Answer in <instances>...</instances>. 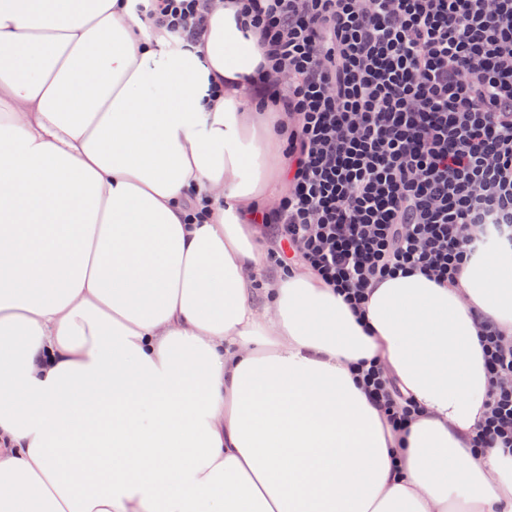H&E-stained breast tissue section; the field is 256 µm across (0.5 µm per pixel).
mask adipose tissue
<instances>
[{
  "label": "adipose tissue",
  "instance_id": "obj_1",
  "mask_svg": "<svg viewBox=\"0 0 512 512\" xmlns=\"http://www.w3.org/2000/svg\"><path fill=\"white\" fill-rule=\"evenodd\" d=\"M248 24L213 0L182 50L131 0H0V512H512V453L472 441L512 250L356 307L266 280L286 159ZM363 379L369 393L393 426L403 425L416 413V406L401 396L393 382L381 377L374 364H369Z\"/></svg>",
  "mask_w": 512,
  "mask_h": 512
}]
</instances>
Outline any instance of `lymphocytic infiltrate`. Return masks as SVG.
<instances>
[{
  "mask_svg": "<svg viewBox=\"0 0 512 512\" xmlns=\"http://www.w3.org/2000/svg\"><path fill=\"white\" fill-rule=\"evenodd\" d=\"M293 119L288 193L263 227L280 267L308 263L359 302L370 281L416 269L457 277L494 229L512 246V0H240ZM147 29L192 44L202 0H133ZM496 383L479 448L512 449V344L483 324ZM365 384L392 425L415 405L375 367Z\"/></svg>",
  "mask_w": 512,
  "mask_h": 512,
  "instance_id": "obj_1",
  "label": "lymphocytic infiltrate"
}]
</instances>
